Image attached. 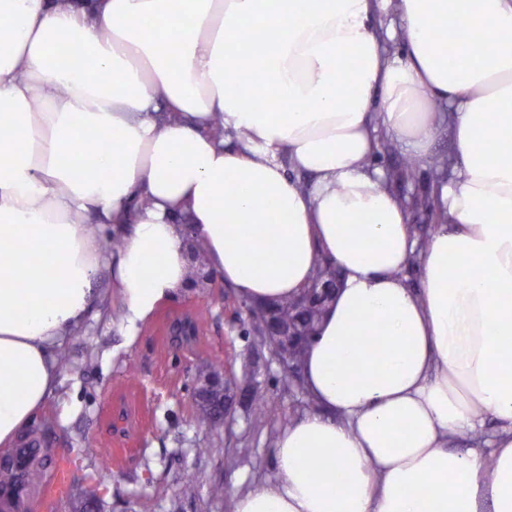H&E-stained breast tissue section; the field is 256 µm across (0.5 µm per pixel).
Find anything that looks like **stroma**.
<instances>
[{"mask_svg":"<svg viewBox=\"0 0 512 512\" xmlns=\"http://www.w3.org/2000/svg\"><path fill=\"white\" fill-rule=\"evenodd\" d=\"M97 285L109 305L68 341L71 368L60 376L59 396L27 433L39 444L40 467L58 456L70 459L69 492L47 501L31 491L23 512H72L87 495L96 497L100 512H141L145 496L153 512H233L236 496L274 479L285 416L314 409L305 389L283 380L281 361L250 332L232 285L220 280L161 302L132 340L111 277L102 275ZM199 312L206 316L199 335L174 346L171 323ZM211 363L238 376L251 368L273 419L254 425L240 404L224 422L199 425L193 391ZM89 443L111 451V459L86 456ZM216 484L223 485V498L212 497Z\"/></svg>","mask_w":512,"mask_h":512,"instance_id":"35a3bbf8","label":"stroma"}]
</instances>
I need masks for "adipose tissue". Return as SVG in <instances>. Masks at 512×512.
Wrapping results in <instances>:
<instances>
[{
	"label": "adipose tissue",
	"mask_w": 512,
	"mask_h": 512,
	"mask_svg": "<svg viewBox=\"0 0 512 512\" xmlns=\"http://www.w3.org/2000/svg\"><path fill=\"white\" fill-rule=\"evenodd\" d=\"M443 122L421 251L371 160L382 130L427 161ZM182 216L246 300L341 274L304 363L319 409L234 512H512V0H0V446L102 272L131 333L178 292ZM488 414L487 445L449 450Z\"/></svg>",
	"instance_id": "adipose-tissue-1"
}]
</instances>
